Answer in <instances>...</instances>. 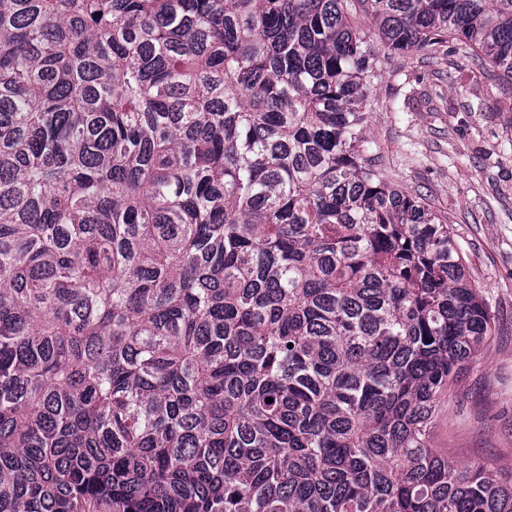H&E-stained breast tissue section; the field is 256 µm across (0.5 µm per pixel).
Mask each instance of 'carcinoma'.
I'll return each mask as SVG.
<instances>
[{
    "mask_svg": "<svg viewBox=\"0 0 512 512\" xmlns=\"http://www.w3.org/2000/svg\"><path fill=\"white\" fill-rule=\"evenodd\" d=\"M445 47L512 84V0H0V512H512L431 444L493 315L366 136Z\"/></svg>",
    "mask_w": 512,
    "mask_h": 512,
    "instance_id": "obj_1",
    "label": "carcinoma"
}]
</instances>
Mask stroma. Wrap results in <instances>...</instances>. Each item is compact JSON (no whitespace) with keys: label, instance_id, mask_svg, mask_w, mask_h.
<instances>
[{"label":"stroma","instance_id":"stroma-1","mask_svg":"<svg viewBox=\"0 0 512 512\" xmlns=\"http://www.w3.org/2000/svg\"><path fill=\"white\" fill-rule=\"evenodd\" d=\"M508 87L472 61L423 52L394 58L375 80L367 136L391 182L451 224L495 317L484 353L440 402L432 444L512 476V112Z\"/></svg>","mask_w":512,"mask_h":512}]
</instances>
